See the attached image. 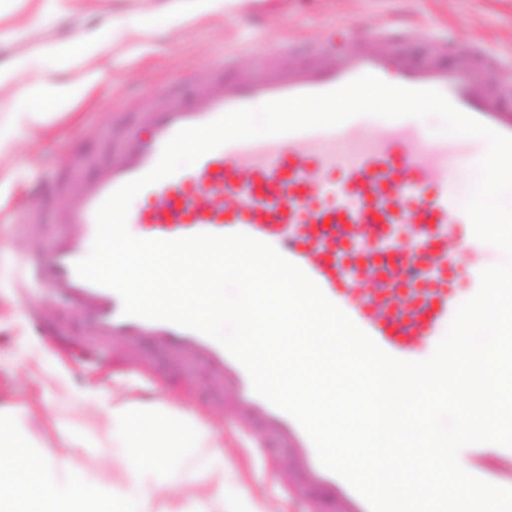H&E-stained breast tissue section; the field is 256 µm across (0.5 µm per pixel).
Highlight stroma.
Here are the masks:
<instances>
[{"instance_id": "obj_1", "label": "stroma", "mask_w": 512, "mask_h": 512, "mask_svg": "<svg viewBox=\"0 0 512 512\" xmlns=\"http://www.w3.org/2000/svg\"><path fill=\"white\" fill-rule=\"evenodd\" d=\"M176 5L177 0H0V67L20 56L31 62L16 81L0 85V127L16 131L0 149V209L23 213L32 177H91L95 165L108 158L118 123L135 121L141 111L142 88L183 83L232 48L238 51L237 70H252L270 55L285 66L290 57L275 53L283 40H313L402 20L408 25L405 48L421 55L431 53L424 33L432 26L449 34L457 47L483 41L512 57V0H250L239 13L217 8L166 25L162 17ZM143 14L158 15L153 31L119 33L98 56L65 69L50 59L56 44L96 37L113 21ZM35 83L75 85L79 91L44 120L25 121L19 101ZM48 242V235L26 234L16 223L0 228V406L21 410L42 395L50 422L28 425L32 444L51 450L58 446L59 429L99 430L98 410L83 398V390L127 388L123 374L135 364L143 365L157 399L223 414V403L211 399L205 375L195 366L162 360L146 365L141 354L122 348L110 354L105 374L73 366L67 351L84 338L88 322L73 313L67 324H59L63 307L53 298L40 299L37 321L45 330L35 332L37 321L23 315L12 292V260L41 252ZM224 438L232 494L267 495L238 431H225Z\"/></svg>"}]
</instances>
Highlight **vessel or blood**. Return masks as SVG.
Returning a JSON list of instances; mask_svg holds the SVG:
<instances>
[{
    "label": "vessel or blood",
    "mask_w": 512,
    "mask_h": 512,
    "mask_svg": "<svg viewBox=\"0 0 512 512\" xmlns=\"http://www.w3.org/2000/svg\"><path fill=\"white\" fill-rule=\"evenodd\" d=\"M405 26L388 23L349 49L329 40L304 48L294 66L235 70V55L197 71L187 87L156 91L112 144L108 163L91 179L62 183L70 195L62 212L32 200L26 233L53 226L47 251L15 260L14 295L35 306L40 292L57 296L91 320L89 352L79 366L95 369L111 349H152L203 367L224 402V417L243 420V445L257 449L272 498L306 497L309 512H370L340 476L325 469L299 423L256 394L246 369L208 336L166 321L124 315L112 289L75 271L96 234L95 212L123 184L149 172L180 129L209 123L240 108L302 94L325 93L366 73L413 89L441 91L462 112L512 136V62L476 42L453 62L423 61L404 52ZM484 152L469 136L431 140L417 119L374 122L354 117L334 128L263 136L225 144L143 189L128 215L142 237L175 239L199 233L242 232L274 246L389 354L422 360L445 336L461 301L451 281L463 275L475 294L487 263L463 198L449 191L451 176L476 172ZM283 454L288 468L269 465ZM471 474L512 488V448L477 444Z\"/></svg>",
    "instance_id": "obj_1"
}]
</instances>
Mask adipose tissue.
I'll list each match as a JSON object with an SVG mask.
<instances>
[{"label":"adipose tissue","mask_w":512,"mask_h":512,"mask_svg":"<svg viewBox=\"0 0 512 512\" xmlns=\"http://www.w3.org/2000/svg\"><path fill=\"white\" fill-rule=\"evenodd\" d=\"M108 430L107 460L80 463L70 449L89 447L93 432L63 433L64 452L38 449L25 420L0 407V512H280L266 497H229L219 432L165 401L113 394L99 410Z\"/></svg>","instance_id":"ef3b65f1"}]
</instances>
